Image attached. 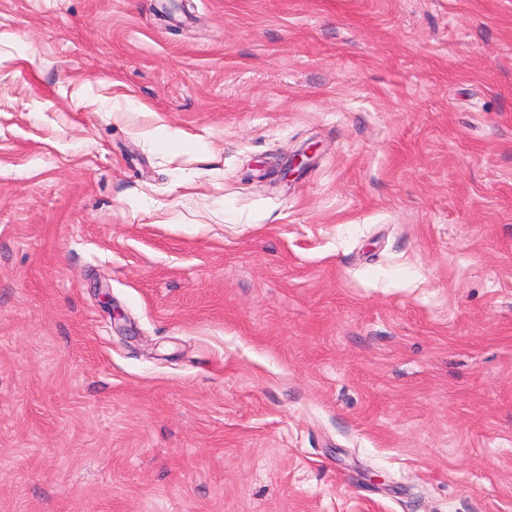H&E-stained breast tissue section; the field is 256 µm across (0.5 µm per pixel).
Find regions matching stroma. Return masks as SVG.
Instances as JSON below:
<instances>
[{"instance_id":"stroma-1","label":"stroma","mask_w":512,"mask_h":512,"mask_svg":"<svg viewBox=\"0 0 512 512\" xmlns=\"http://www.w3.org/2000/svg\"><path fill=\"white\" fill-rule=\"evenodd\" d=\"M0 512H512V0H0Z\"/></svg>"}]
</instances>
